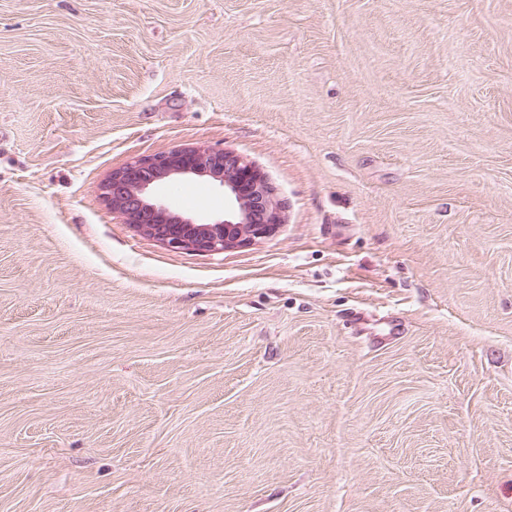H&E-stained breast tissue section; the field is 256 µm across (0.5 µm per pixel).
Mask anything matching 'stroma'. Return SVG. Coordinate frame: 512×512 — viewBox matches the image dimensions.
I'll use <instances>...</instances> for the list:
<instances>
[{"label": "stroma", "mask_w": 512, "mask_h": 512, "mask_svg": "<svg viewBox=\"0 0 512 512\" xmlns=\"http://www.w3.org/2000/svg\"><path fill=\"white\" fill-rule=\"evenodd\" d=\"M0 512H512V0H0ZM186 178L209 179L234 208L204 220L173 212L158 191ZM99 191L113 213L172 250L224 252L283 224L281 204L264 175L244 156L224 149L184 148L134 159L113 171Z\"/></svg>", "instance_id": "1"}]
</instances>
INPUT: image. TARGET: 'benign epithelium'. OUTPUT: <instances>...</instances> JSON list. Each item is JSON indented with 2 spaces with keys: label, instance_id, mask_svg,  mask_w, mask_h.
<instances>
[{
  "label": "benign epithelium",
  "instance_id": "obj_1",
  "mask_svg": "<svg viewBox=\"0 0 512 512\" xmlns=\"http://www.w3.org/2000/svg\"><path fill=\"white\" fill-rule=\"evenodd\" d=\"M186 178L209 179L234 208L204 220L173 212L159 189ZM99 191L113 213L171 250L222 252L283 223L281 204L264 175L244 156L224 149L184 148L134 159L113 171Z\"/></svg>",
  "mask_w": 512,
  "mask_h": 512
}]
</instances>
